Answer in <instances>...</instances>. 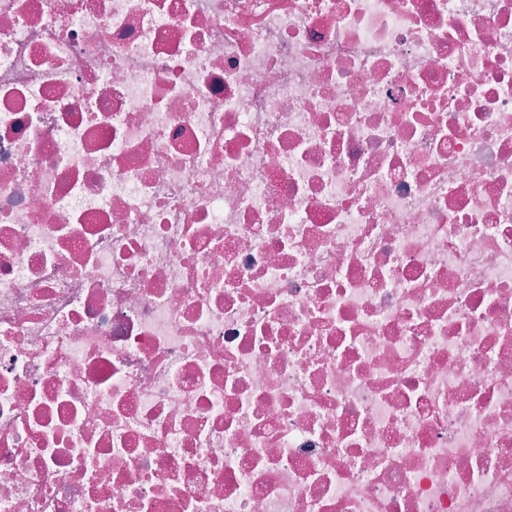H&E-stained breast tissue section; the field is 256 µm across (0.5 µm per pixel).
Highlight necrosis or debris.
Returning a JSON list of instances; mask_svg holds the SVG:
<instances>
[{
    "mask_svg": "<svg viewBox=\"0 0 512 512\" xmlns=\"http://www.w3.org/2000/svg\"><path fill=\"white\" fill-rule=\"evenodd\" d=\"M0 512H512V0H0Z\"/></svg>",
    "mask_w": 512,
    "mask_h": 512,
    "instance_id": "4bbe7bcc",
    "label": "necrosis or debris"
}]
</instances>
